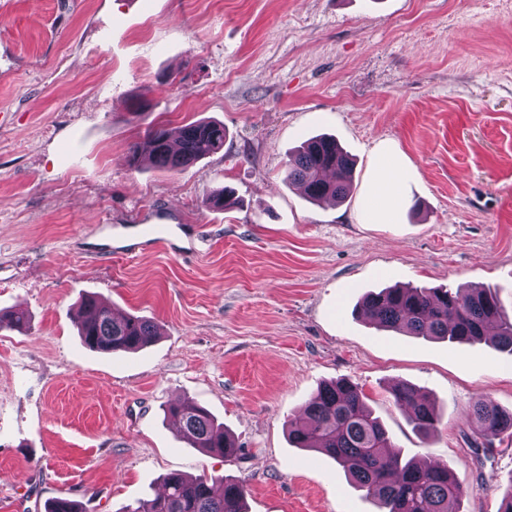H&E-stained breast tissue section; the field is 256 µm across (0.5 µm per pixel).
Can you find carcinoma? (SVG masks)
<instances>
[{"label":"carcinoma","instance_id":"cac0c4a2","mask_svg":"<svg viewBox=\"0 0 512 512\" xmlns=\"http://www.w3.org/2000/svg\"><path fill=\"white\" fill-rule=\"evenodd\" d=\"M224 136V125L213 120L185 124L174 138L163 126L151 127L144 141L132 147L129 164L138 166L145 153L159 168L182 170L222 148ZM353 167L336 139L314 137L288 160L287 177L301 186L308 199L339 203L351 191ZM356 313L379 328L411 336L458 344L488 338L501 352L512 355V318L498 294L486 288H386L367 295ZM78 318L82 343L101 353L134 352L157 334L151 320L119 315L95 296L83 301ZM391 396L409 412L417 432L428 436L436 430L434 403L418 388L400 382L391 388ZM166 413L190 447L226 459L235 455L223 426L195 402L172 404ZM471 418L476 437L489 444L512 432V412L482 398L473 403ZM288 436L297 447L332 457L380 512H448V502L463 495L448 466L422 467L386 452L392 442L385 426L374 416L361 389L346 380L321 385L309 400L304 418L288 424ZM244 499L243 486L234 481L171 472L163 479L161 494L126 512H246Z\"/></svg>","mask_w":512,"mask_h":512}]
</instances>
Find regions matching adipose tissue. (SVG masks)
<instances>
[{"mask_svg": "<svg viewBox=\"0 0 512 512\" xmlns=\"http://www.w3.org/2000/svg\"><path fill=\"white\" fill-rule=\"evenodd\" d=\"M405 169L392 150L381 152L368 193V215L375 224L391 223L402 198Z\"/></svg>", "mask_w": 512, "mask_h": 512, "instance_id": "obj_1", "label": "adipose tissue"}]
</instances>
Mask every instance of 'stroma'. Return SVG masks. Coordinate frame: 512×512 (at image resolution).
Wrapping results in <instances>:
<instances>
[{"instance_id": "stroma-1", "label": "stroma", "mask_w": 512, "mask_h": 512, "mask_svg": "<svg viewBox=\"0 0 512 512\" xmlns=\"http://www.w3.org/2000/svg\"><path fill=\"white\" fill-rule=\"evenodd\" d=\"M223 123L178 172L129 167L146 130ZM335 136L345 202L289 184L290 151ZM407 167L396 223L365 196L381 142ZM229 190V206L208 204ZM186 224L159 252L130 224ZM490 287L512 313V0H0V512L67 497L125 512L162 478L226 476L247 512H377L332 458L288 441L321 383L366 394L402 458L448 465L456 512H498L512 436L476 443L479 397L512 409V357L380 331L352 315L394 286ZM153 320L143 349L78 335L81 299ZM439 423L414 432L389 388ZM192 399L231 435L224 459L179 439ZM391 396L399 408L409 411L410 423L417 432L429 436L436 430L438 415L434 403L418 388L400 382L391 388Z\"/></svg>"}]
</instances>
